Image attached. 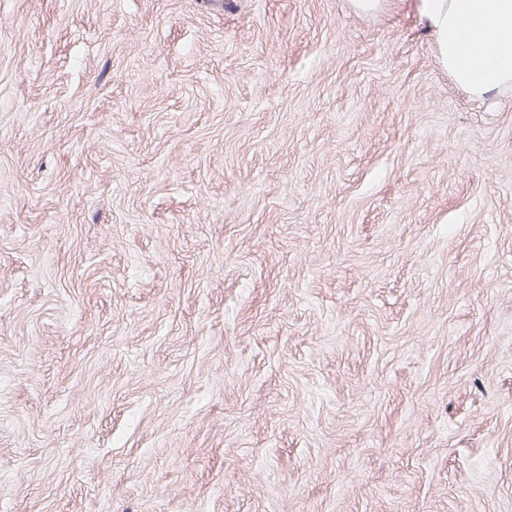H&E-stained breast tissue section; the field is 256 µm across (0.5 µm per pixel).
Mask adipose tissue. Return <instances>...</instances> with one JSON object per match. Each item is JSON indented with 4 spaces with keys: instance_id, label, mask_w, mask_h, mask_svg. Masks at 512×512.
I'll return each instance as SVG.
<instances>
[{
    "instance_id": "ef3b65f1",
    "label": "adipose tissue",
    "mask_w": 512,
    "mask_h": 512,
    "mask_svg": "<svg viewBox=\"0 0 512 512\" xmlns=\"http://www.w3.org/2000/svg\"><path fill=\"white\" fill-rule=\"evenodd\" d=\"M438 64L468 95L512 90V0H412Z\"/></svg>"
}]
</instances>
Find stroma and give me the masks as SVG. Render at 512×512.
Wrapping results in <instances>:
<instances>
[{
    "instance_id": "obj_1",
    "label": "stroma",
    "mask_w": 512,
    "mask_h": 512,
    "mask_svg": "<svg viewBox=\"0 0 512 512\" xmlns=\"http://www.w3.org/2000/svg\"><path fill=\"white\" fill-rule=\"evenodd\" d=\"M0 512H512V91L410 0H0Z\"/></svg>"
}]
</instances>
